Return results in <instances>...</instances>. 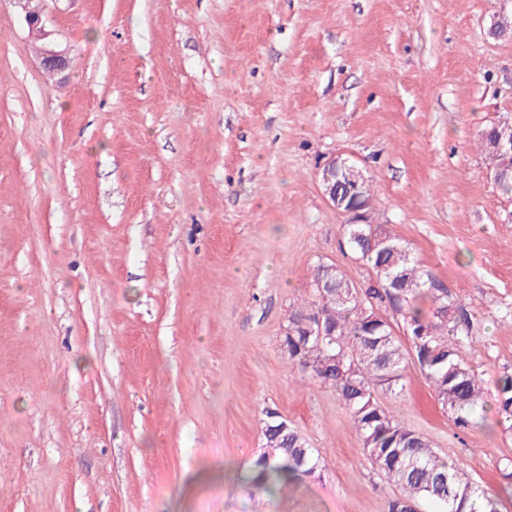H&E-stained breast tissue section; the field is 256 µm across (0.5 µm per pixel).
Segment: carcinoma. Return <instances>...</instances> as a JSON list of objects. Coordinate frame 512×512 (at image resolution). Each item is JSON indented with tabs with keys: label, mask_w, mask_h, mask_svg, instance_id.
Masks as SVG:
<instances>
[{
	"label": "carcinoma",
	"mask_w": 512,
	"mask_h": 512,
	"mask_svg": "<svg viewBox=\"0 0 512 512\" xmlns=\"http://www.w3.org/2000/svg\"><path fill=\"white\" fill-rule=\"evenodd\" d=\"M512 138V125L489 127L479 143L488 165L505 163L491 153V137ZM343 209L353 204L374 208L369 181L350 190L338 183ZM343 244L365 261L374 275L358 288L346 274L336 275V287L320 288L325 264L312 273V297L290 306L288 333L282 348L302 378L318 381L336 392L355 427L372 467L397 494L388 512H414L431 501L439 512H497L498 502L471 482L451 457H443L428 437L387 413L379 394L404 390V373L414 362L441 409L459 428H467L485 403L484 381L467 362L473 348L471 316L459 299L425 273L408 245L371 224L343 225ZM430 301L432 317L422 316L418 301ZM323 325L335 331L319 338L307 329ZM496 404L505 430L512 431V374L496 380ZM263 452L255 461L257 488L270 490L314 472L316 449L278 413L267 412Z\"/></svg>",
	"instance_id": "obj_1"
}]
</instances>
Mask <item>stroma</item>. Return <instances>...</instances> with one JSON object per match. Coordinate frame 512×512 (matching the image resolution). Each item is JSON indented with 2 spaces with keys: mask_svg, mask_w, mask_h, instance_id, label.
I'll use <instances>...</instances> for the list:
<instances>
[{
  "mask_svg": "<svg viewBox=\"0 0 512 512\" xmlns=\"http://www.w3.org/2000/svg\"><path fill=\"white\" fill-rule=\"evenodd\" d=\"M512 0H57L67 78L0 0V512H388L350 417L281 348L311 272L370 267L320 172L459 298L512 373V197L476 142L512 113ZM381 399L512 512L494 398L462 430L416 365ZM314 473L253 486L267 411ZM325 171L326 174L321 180V186L323 194L331 206L336 208V210H339L344 202L339 196L340 191L336 187L337 183L338 186L342 188L341 193L343 195V199L347 198L344 206L340 209V212L344 213V210H347L352 204L362 205V212H369L373 210L374 194L369 180L366 179L358 187L350 190L344 183L339 182V180L343 181L342 178L336 176V172H343L347 184L358 182L364 177V175L362 170L355 164L350 163L347 158H343V155L340 154L336 155L328 162L325 166Z\"/></svg>",
  "mask_w": 512,
  "mask_h": 512,
  "instance_id": "obj_1",
  "label": "stroma"
}]
</instances>
